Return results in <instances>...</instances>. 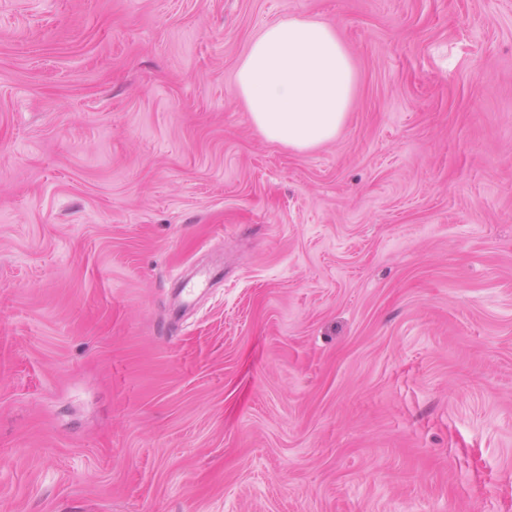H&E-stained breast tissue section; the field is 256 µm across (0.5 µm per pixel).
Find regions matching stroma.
<instances>
[{"mask_svg": "<svg viewBox=\"0 0 512 512\" xmlns=\"http://www.w3.org/2000/svg\"><path fill=\"white\" fill-rule=\"evenodd\" d=\"M0 512H512V0H0ZM352 58L328 24L287 18L253 40L236 90L258 132L297 151L334 140L355 92Z\"/></svg>", "mask_w": 512, "mask_h": 512, "instance_id": "1", "label": "stroma"}]
</instances>
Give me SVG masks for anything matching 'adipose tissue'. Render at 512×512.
<instances>
[{
    "label": "adipose tissue",
    "instance_id": "obj_1",
    "mask_svg": "<svg viewBox=\"0 0 512 512\" xmlns=\"http://www.w3.org/2000/svg\"><path fill=\"white\" fill-rule=\"evenodd\" d=\"M352 58L328 24L287 18L253 40L236 71V90L267 140L297 151L334 140L355 92Z\"/></svg>",
    "mask_w": 512,
    "mask_h": 512
}]
</instances>
